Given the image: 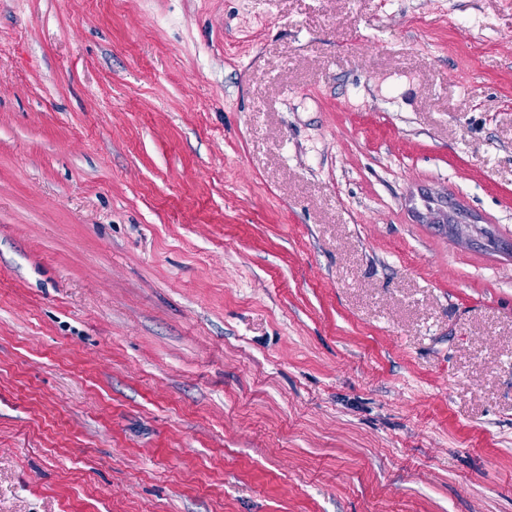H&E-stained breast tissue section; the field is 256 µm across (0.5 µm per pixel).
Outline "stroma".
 I'll use <instances>...</instances> for the list:
<instances>
[{
    "label": "stroma",
    "instance_id": "35a3bbf8",
    "mask_svg": "<svg viewBox=\"0 0 512 512\" xmlns=\"http://www.w3.org/2000/svg\"><path fill=\"white\" fill-rule=\"evenodd\" d=\"M0 512H512V0H0Z\"/></svg>",
    "mask_w": 512,
    "mask_h": 512
}]
</instances>
